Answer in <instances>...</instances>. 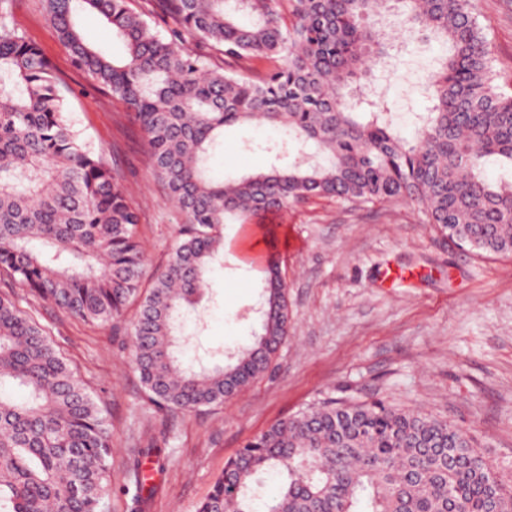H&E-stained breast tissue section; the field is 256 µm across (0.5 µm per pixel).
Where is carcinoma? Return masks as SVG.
Segmentation results:
<instances>
[{
	"mask_svg": "<svg viewBox=\"0 0 512 512\" xmlns=\"http://www.w3.org/2000/svg\"><path fill=\"white\" fill-rule=\"evenodd\" d=\"M60 41L100 88L133 111L152 176L183 217L167 265L142 289L139 210L101 152L74 128L64 84L0 0V275L84 321L123 318L147 400L194 412L224 404L269 370L288 338V293L274 254L262 267L259 330L212 366L183 360L185 315L224 255V224H252L313 197L407 200L421 223L479 256H512V95L493 84L479 0H155L165 30L129 0H42ZM99 14L115 57L79 29ZM449 53L427 84L415 137L376 103H353L363 67L384 54L374 15ZM273 68L255 78L247 61ZM259 122L288 164L216 178L224 128ZM21 400L4 396L13 385ZM110 432L87 385L13 293L0 294V512H102ZM287 474L265 512H512V487L465 431L382 401L326 399L273 423L224 467L198 512H255L260 472Z\"/></svg>",
	"mask_w": 512,
	"mask_h": 512,
	"instance_id": "cac0c4a2",
	"label": "carcinoma"
}]
</instances>
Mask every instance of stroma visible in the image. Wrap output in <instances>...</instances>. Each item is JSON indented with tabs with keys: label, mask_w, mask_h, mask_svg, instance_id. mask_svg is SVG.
I'll use <instances>...</instances> for the list:
<instances>
[{
	"label": "stroma",
	"mask_w": 512,
	"mask_h": 512,
	"mask_svg": "<svg viewBox=\"0 0 512 512\" xmlns=\"http://www.w3.org/2000/svg\"><path fill=\"white\" fill-rule=\"evenodd\" d=\"M477 22L493 46L496 83L512 93V0H481ZM11 23L42 50L63 80L73 124L126 175L147 257L144 281L167 263L182 217L149 172L138 126L111 93L94 85L45 20L42 0H14ZM446 52L436 41L394 39L393 66L369 70L385 82V104L404 139L429 101L424 85ZM271 129L224 133L216 173L274 162ZM277 251L288 285L292 329L269 370L223 406L195 413L158 410L131 359L130 303L120 329L86 323L49 302L29 305L103 407L112 433L107 512H136L124 488L137 449L152 489L143 512H197L226 461L275 421L328 397L380 400L467 431L504 481L512 482V257L481 258L421 223L417 207L365 208L314 198L277 220ZM260 276L228 252L211 272L200 315L184 333L190 360L219 361L259 325Z\"/></svg>",
	"instance_id": "obj_1"
}]
</instances>
